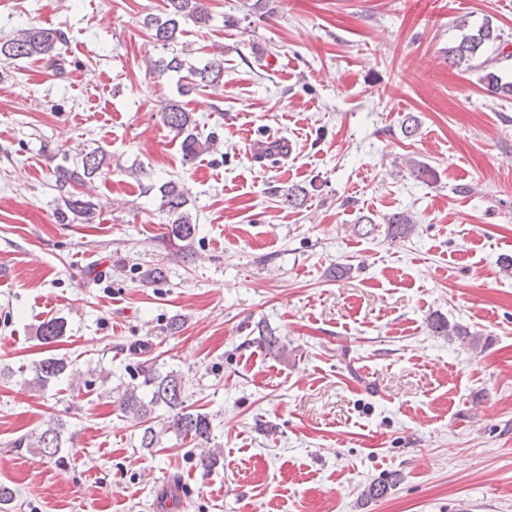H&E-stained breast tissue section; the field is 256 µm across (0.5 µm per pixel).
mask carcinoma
I'll return each instance as SVG.
<instances>
[{"label": "carcinoma", "mask_w": 512, "mask_h": 512, "mask_svg": "<svg viewBox=\"0 0 512 512\" xmlns=\"http://www.w3.org/2000/svg\"><path fill=\"white\" fill-rule=\"evenodd\" d=\"M210 20V15L202 0H167L165 13L148 15L143 19V25L150 31L154 39L163 47L177 43L178 34L183 32L182 25L193 23L203 27ZM501 34L495 32L491 25L484 23L477 29L462 35L457 45L448 48V62L464 71H480V81L487 91L494 95H512V83L502 82L494 71L496 59L483 57V48L487 43L500 40ZM66 42V34L60 29L44 28L31 25L21 29L11 36L0 38V62H11L18 59L44 56L49 58L52 66L63 70L65 61L55 53L56 46ZM186 49L174 51L166 58L151 60L148 71L157 78L170 77L181 73L185 60L182 55ZM218 89L224 86V61L212 59L203 66L190 71V81L183 85L184 93H189L196 87ZM164 125L170 129L185 134L184 149L188 155L200 154L210 149L213 141L201 142L189 133L193 120L180 104L169 101L161 108ZM103 156L94 148L85 153L74 167L59 165L56 167V181L65 186L76 184L86 186L91 183L102 166ZM410 175L423 180H432L435 174L426 164L410 159L406 161ZM161 193V208L169 216L173 226V234L184 241L192 238L196 224L192 222L190 213L185 210L188 199L186 191L177 184L167 182L159 187ZM386 224V234L391 238L406 237L415 227L413 216L406 211L393 213L383 217ZM65 323L59 319H51L42 323L40 338L46 343L53 342L63 335ZM431 331L438 336L456 338L476 349L480 338L470 332L467 327L450 323L437 317L430 322ZM70 364L63 358H45L33 366V377L25 384L32 387L44 388L54 380L69 373ZM142 377L138 384H128L121 387L116 403L120 410L138 424L144 425L140 436V447L151 449L158 446L165 429H156L149 424L152 415L159 406L170 412L168 428L178 435L197 442L201 446L200 463L203 467H211L221 457V449L210 447L212 441V422L210 418L199 412H192L185 405L182 392L181 378L174 372L165 375L151 367H143L137 371ZM66 422L56 418L43 423L39 428L16 438L13 448L33 450L49 460L62 459V448L68 440L64 433ZM396 478L391 475L383 476L371 482L365 489V497L377 499L384 497L388 490L394 487Z\"/></svg>", "instance_id": "1"}]
</instances>
